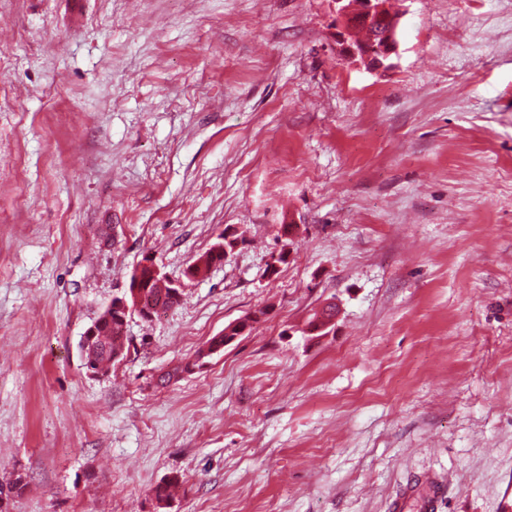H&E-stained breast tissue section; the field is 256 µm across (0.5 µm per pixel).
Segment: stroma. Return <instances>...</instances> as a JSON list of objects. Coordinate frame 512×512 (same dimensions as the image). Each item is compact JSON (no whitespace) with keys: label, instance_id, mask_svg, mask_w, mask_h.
Listing matches in <instances>:
<instances>
[{"label":"stroma","instance_id":"1","mask_svg":"<svg viewBox=\"0 0 512 512\" xmlns=\"http://www.w3.org/2000/svg\"><path fill=\"white\" fill-rule=\"evenodd\" d=\"M387 7L371 69L335 0H0V512H393L429 477L500 512L512 0ZM148 254L178 305L87 373ZM363 18L369 23L375 21L381 24L382 33L379 38L381 46L377 53L360 52L349 45V38L352 32L354 15L357 20L354 26L352 37L355 42L371 45L378 40L379 28L374 26H366L360 21V14L356 11L349 14L345 6H341L336 11V24L342 28V46L343 53L352 62H360L364 64H381L383 60L389 58L397 51V28L399 25V17L388 15L384 11V5L381 0H362L361 6ZM112 316V301L107 306V313L102 319H97L90 327L87 328L82 336L81 344L86 346V336H92L95 331V324L101 323ZM124 330L122 321L112 317V324H105L99 331V336H92L91 348L92 355L86 358L84 362L92 364L99 372L104 371L112 363V358L120 356L124 345ZM88 370V368H87ZM89 371V370H88Z\"/></svg>","mask_w":512,"mask_h":512}]
</instances>
